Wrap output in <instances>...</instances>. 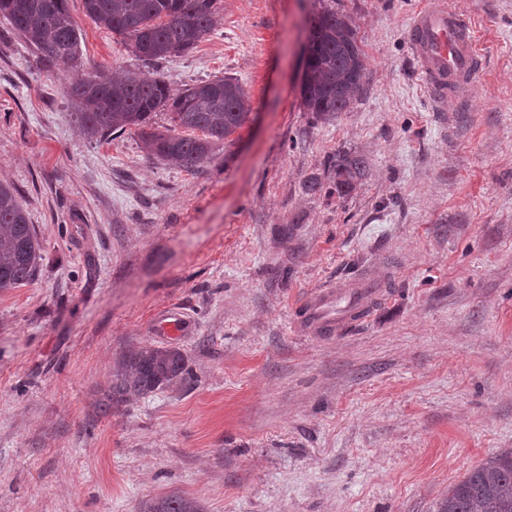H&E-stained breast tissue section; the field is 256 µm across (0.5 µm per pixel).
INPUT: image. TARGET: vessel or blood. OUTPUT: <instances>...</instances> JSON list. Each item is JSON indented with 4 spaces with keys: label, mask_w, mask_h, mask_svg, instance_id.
Masks as SVG:
<instances>
[{
    "label": "vessel or blood",
    "mask_w": 512,
    "mask_h": 512,
    "mask_svg": "<svg viewBox=\"0 0 512 512\" xmlns=\"http://www.w3.org/2000/svg\"><path fill=\"white\" fill-rule=\"evenodd\" d=\"M409 48L436 112L442 111L448 96L470 88L480 70L474 32L449 9L446 0H430L414 15L409 25ZM350 301L346 289H314L306 299L301 321L314 332H329L334 313Z\"/></svg>",
    "instance_id": "1"
}]
</instances>
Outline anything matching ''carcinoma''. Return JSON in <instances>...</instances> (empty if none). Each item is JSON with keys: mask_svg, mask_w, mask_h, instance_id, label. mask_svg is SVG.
<instances>
[{"mask_svg": "<svg viewBox=\"0 0 512 512\" xmlns=\"http://www.w3.org/2000/svg\"><path fill=\"white\" fill-rule=\"evenodd\" d=\"M216 0H83L85 14L97 25L127 40L144 62L153 63L193 51L220 24ZM0 13L18 34L51 62L75 59L81 33L67 0H0ZM366 57L352 21L322 10L310 22L302 103L315 117L329 120L348 110L363 93ZM79 121L91 136L140 130L146 152L187 171L203 168L215 150L249 119L250 96L231 78L186 86L176 96L162 79L131 72L92 74L71 87ZM171 109L179 128L202 136L146 131L153 112ZM334 186L340 198L351 195L369 174L365 156L341 150L333 157ZM41 247L14 189L0 183V290L31 282ZM188 375L177 348L141 347L119 361L112 382V404L176 385ZM143 512H200L178 493L153 500ZM441 512H512V452L485 459L448 487Z\"/></svg>", "mask_w": 512, "mask_h": 512, "instance_id": "obj_1", "label": "carcinoma"}]
</instances>
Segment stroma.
Wrapping results in <instances>:
<instances>
[{
    "instance_id": "obj_1",
    "label": "stroma",
    "mask_w": 512,
    "mask_h": 512,
    "mask_svg": "<svg viewBox=\"0 0 512 512\" xmlns=\"http://www.w3.org/2000/svg\"><path fill=\"white\" fill-rule=\"evenodd\" d=\"M484 65L433 111L407 44L428 0H216L218 29L156 63L68 8L76 60L0 15V182L41 244L0 290V512H440L451 483L512 451V0H447ZM349 15L364 93L328 122L300 95L309 20ZM122 68L172 92L215 78L248 121L202 170L136 130L85 135L69 87ZM366 180L331 194L330 159ZM318 177L324 189L307 194ZM373 280L370 315L316 336L307 293ZM179 348L191 376L111 413L116 359ZM334 186L339 198L351 195L369 174V164L365 156L341 150L333 157ZM141 512H200V510L192 499L172 493L146 503Z\"/></svg>"
}]
</instances>
